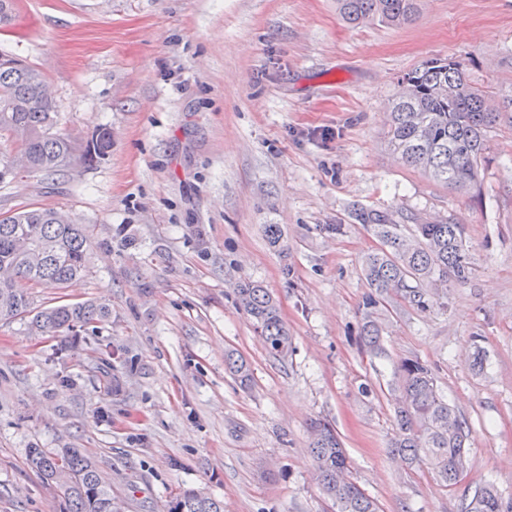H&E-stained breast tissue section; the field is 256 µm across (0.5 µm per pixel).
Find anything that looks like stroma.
<instances>
[{
    "label": "stroma",
    "mask_w": 512,
    "mask_h": 512,
    "mask_svg": "<svg viewBox=\"0 0 512 512\" xmlns=\"http://www.w3.org/2000/svg\"><path fill=\"white\" fill-rule=\"evenodd\" d=\"M15 4L0 53L45 75L61 132L104 125L112 149L52 176L16 171L0 213L42 206L87 225L89 276L31 296L110 316L75 336L0 322V512H62L32 448L84 449L127 512H166L185 485L224 512H331L308 449L318 417L380 512H464L488 483L512 498V0H421L409 23L356 27L336 0ZM432 57L459 60L499 114L475 193L389 145L397 81ZM375 213L408 239L426 218L463 225L474 267L427 311L378 307L377 356L360 336ZM242 281L278 302L287 358L239 308ZM231 350L250 389L224 366ZM405 358L469 427L456 485L390 450ZM224 363L228 371L238 380L243 388H248L252 381V373L247 361L233 351L224 356Z\"/></svg>",
    "instance_id": "stroma-1"
}]
</instances>
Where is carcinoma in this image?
<instances>
[{"mask_svg":"<svg viewBox=\"0 0 512 512\" xmlns=\"http://www.w3.org/2000/svg\"><path fill=\"white\" fill-rule=\"evenodd\" d=\"M344 22L358 26L378 20L392 26L406 24L417 14V0H336ZM487 91L474 85L461 62L452 57L430 58L407 73L389 106V144L401 162L420 168L450 190L478 188L486 163L488 132L496 114L486 106ZM57 116L46 78L22 60L0 54V139L15 152L0 153V180L14 173L15 163L33 171L55 174L80 158L92 163L112 148L109 129L99 128L85 145L56 130ZM381 248L367 256L364 278L371 288L366 299L362 339L369 352L383 351L373 310L398 297L423 311L433 305L430 289L448 286V279L464 283L473 271L465 231L448 221L415 225L413 240L405 239L385 215L369 218ZM88 229L61 213L31 207L13 214L0 213V320L31 315L35 330L71 335L76 329L101 322L109 309L92 302L63 303L31 313L29 294L16 287L19 280L33 288H67L90 271ZM240 308L252 322L269 354L283 359L292 348L291 336L277 303L261 285L250 281L236 288ZM228 371L243 388L252 381L250 366L230 351L224 356ZM401 385L395 409L398 436L393 452L413 465L429 462L446 487L463 475L468 460L466 425L439 392L431 371L419 360L405 358L399 365ZM310 454L323 494L336 512H379L377 502L347 476V457L332 424L309 423ZM28 466L48 484L62 474L63 512H124V503L112 496L111 484L94 462L78 448H31ZM168 512H224V501L198 489L180 488ZM467 512H512V498L504 500L497 488L485 485L476 492Z\"/></svg>","mask_w":512,"mask_h":512,"instance_id":"1","label":"carcinoma"}]
</instances>
